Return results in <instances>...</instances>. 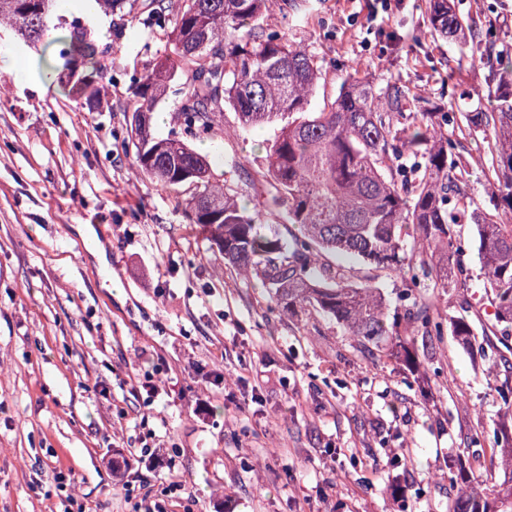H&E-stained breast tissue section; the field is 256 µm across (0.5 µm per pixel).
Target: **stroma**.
Wrapping results in <instances>:
<instances>
[{"instance_id":"35a3bbf8","label":"stroma","mask_w":512,"mask_h":512,"mask_svg":"<svg viewBox=\"0 0 512 512\" xmlns=\"http://www.w3.org/2000/svg\"><path fill=\"white\" fill-rule=\"evenodd\" d=\"M81 2L66 18L106 51L94 105L65 96L56 73L0 33V56L21 69L0 71V512H135L123 480L145 472L136 439L149 431L173 461L154 477L169 512H448L459 448L501 412L489 362L451 335L366 347L318 315L269 310L261 284L195 234L188 187L161 188L135 168L128 75L165 41ZM454 7L512 51V0ZM270 23L326 65L314 107L354 67L401 79L424 107L494 104V74L467 40L432 35L422 0L386 11L379 0H300ZM273 136L242 130L228 109L223 136L193 147L244 197L239 169H261ZM419 290L441 316L490 320L479 277ZM407 352L421 370H444L428 395ZM147 372L152 395L139 383ZM176 477L185 488L171 487Z\"/></svg>"}]
</instances>
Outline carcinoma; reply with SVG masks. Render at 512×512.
Instances as JSON below:
<instances>
[{
    "instance_id": "carcinoma-1",
    "label": "carcinoma",
    "mask_w": 512,
    "mask_h": 512,
    "mask_svg": "<svg viewBox=\"0 0 512 512\" xmlns=\"http://www.w3.org/2000/svg\"><path fill=\"white\" fill-rule=\"evenodd\" d=\"M20 2L0 0V26L35 48L42 66L61 60L67 71L81 57L84 66L67 77V93L98 99L99 47L86 26L74 18L53 37L57 0H33L30 11ZM135 2L90 0L94 9L160 29L169 45L130 77L136 166L163 188L188 187L185 211L201 207L216 215L194 221L196 230L217 246L224 264L261 283L274 309L288 316L315 312L376 346L401 332L439 339L448 327L486 357L493 348L489 334H512V71L501 73L493 109L465 116L468 133L492 144L485 164L494 178L480 203L470 192V165L451 140L448 113L412 111L415 98L400 80L374 81L356 70L337 96L312 108L322 67L267 22L270 8L288 11V0H142L137 10ZM425 6L434 35L448 38L468 26L480 58L494 56L495 44L449 0H425ZM177 75L185 78L175 112L183 134L212 140L224 133L226 107L245 128H275L265 168L252 180V209L188 142L152 132L150 112ZM182 171L199 176L181 180ZM281 209L293 228L262 234L264 218ZM465 224L493 309L490 327L464 317L446 326L430 307L405 304L422 278L437 288L467 287ZM336 256L390 270L404 289L392 304L370 281L346 277L343 265L329 261ZM495 391L504 410L493 428L494 473L484 481L472 467L451 472L448 512H512V382L504 378Z\"/></svg>"
}]
</instances>
